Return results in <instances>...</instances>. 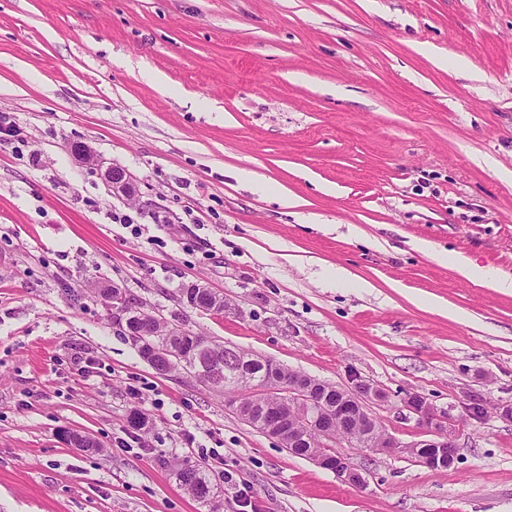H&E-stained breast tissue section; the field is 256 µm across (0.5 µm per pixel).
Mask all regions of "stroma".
Instances as JSON below:
<instances>
[{
  "label": "stroma",
  "instance_id": "1",
  "mask_svg": "<svg viewBox=\"0 0 512 512\" xmlns=\"http://www.w3.org/2000/svg\"><path fill=\"white\" fill-rule=\"evenodd\" d=\"M1 114L0 512H238L237 483L258 512H512V295L415 247L512 275V0H0ZM194 281L224 313L181 302ZM115 283L224 346L380 389L401 449L337 443L363 489L290 454L156 371L99 294ZM413 393L448 412L454 466L406 453ZM204 448L234 478L208 507L175 476ZM101 177L113 192L130 195L133 187L132 175L122 167L111 166L101 170Z\"/></svg>",
  "mask_w": 512,
  "mask_h": 512
}]
</instances>
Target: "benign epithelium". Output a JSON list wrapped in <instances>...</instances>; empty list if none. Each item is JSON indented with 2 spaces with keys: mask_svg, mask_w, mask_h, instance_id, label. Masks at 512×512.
Returning a JSON list of instances; mask_svg holds the SVG:
<instances>
[{
  "mask_svg": "<svg viewBox=\"0 0 512 512\" xmlns=\"http://www.w3.org/2000/svg\"><path fill=\"white\" fill-rule=\"evenodd\" d=\"M101 177L112 191L131 194L133 187L132 175L122 167L111 166L101 171ZM157 332L147 322L139 321V329L135 332L133 342L136 347L152 348L154 363L152 366L164 372L171 367L189 369L185 359L189 358L199 367L206 363L210 346L202 342L193 353L184 355L181 350L158 347L155 345ZM261 371L264 374L261 391L280 398L291 397L304 407L306 416L303 420V432H297L296 424L288 415V406L274 405L264 410L259 417L263 431L278 438L284 447L301 448L307 444V435L312 434L320 440V448L316 449L311 459L322 468L332 471L341 481L355 487L366 486L362 472L355 468L347 458L333 451L332 443L339 437L335 424L348 425L355 417L364 420V429L374 428L375 417L369 412L368 402L384 398V394L366 384L357 383L341 393V397L332 402L316 392L318 384L314 380L299 378L289 385L284 384L278 374V364L268 365V360L260 359ZM406 410L416 416L417 424L424 430L427 438L402 445L393 438H386L378 443V448L405 447L417 462L429 468H440L442 463L453 465L458 456L459 448L456 440L448 431L446 413L435 408L422 397L410 394L404 399Z\"/></svg>",
  "mask_w": 512,
  "mask_h": 512,
  "instance_id": "7a95c632",
  "label": "benign epithelium"
}]
</instances>
